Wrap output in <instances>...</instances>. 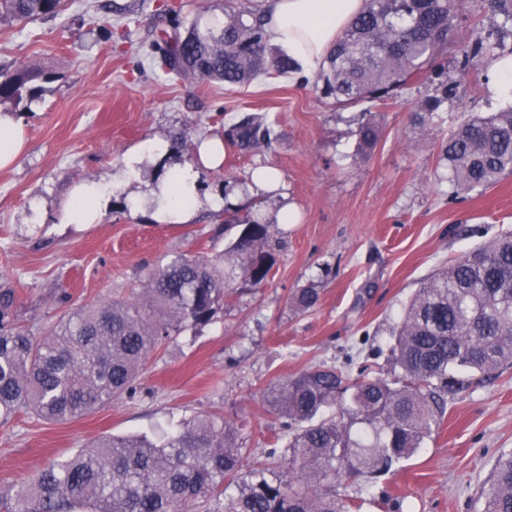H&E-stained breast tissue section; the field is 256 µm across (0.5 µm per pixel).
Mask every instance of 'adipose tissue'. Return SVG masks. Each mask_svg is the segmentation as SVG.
<instances>
[{
  "label": "adipose tissue",
  "mask_w": 512,
  "mask_h": 512,
  "mask_svg": "<svg viewBox=\"0 0 512 512\" xmlns=\"http://www.w3.org/2000/svg\"><path fill=\"white\" fill-rule=\"evenodd\" d=\"M362 7L363 0H273L265 28L273 43L285 50L300 68L309 70L320 66L337 37ZM26 148L23 120L14 112L0 108V170L14 167ZM168 152L165 143L144 144L128 155L124 168L113 175L111 184L75 185L64 208L65 223H96L99 205L112 190L120 189L145 158H162ZM137 203L152 210L162 223H189L198 208L195 169L187 167L174 172L138 197Z\"/></svg>",
  "instance_id": "1"
}]
</instances>
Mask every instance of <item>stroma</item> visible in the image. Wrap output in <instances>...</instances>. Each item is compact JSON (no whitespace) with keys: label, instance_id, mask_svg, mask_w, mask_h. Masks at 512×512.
Wrapping results in <instances>:
<instances>
[{"label":"stroma","instance_id":"1","mask_svg":"<svg viewBox=\"0 0 512 512\" xmlns=\"http://www.w3.org/2000/svg\"><path fill=\"white\" fill-rule=\"evenodd\" d=\"M160 2L61 0L54 15L33 22L0 20V73L31 65L51 74L19 110L27 154L0 170V289H14L20 325L39 336L65 311L141 289L147 265L180 254L222 257L229 205L211 198L244 185L261 165L279 172V192L232 206L238 217L270 224L275 265L263 287L236 280L213 323L151 353L133 396L65 423L21 412L0 425V488L100 438H162L205 414L235 425L244 467L266 462L283 445L281 420L262 402L267 385L323 364L393 378L392 330L415 289L484 236L512 228V174L455 198L439 158L451 130L502 109L490 92L489 59L462 74L454 55L443 58L440 80L456 93L440 120L418 126L413 115L434 83L410 82L372 110L323 96L316 71L234 88L170 79L139 45L185 33L202 13L223 14L226 0H169L168 12ZM461 17L459 38L489 31L512 54V27L492 30L487 0H464ZM248 113L270 118L277 140L268 149L226 143L221 168L199 171L195 221L163 224L134 208L133 197L168 171L196 165L201 140L223 136ZM371 117L382 132L363 156L356 130ZM155 139L169 154L145 161L99 223H65L72 185L110 182L132 148ZM286 203L298 217L281 224ZM311 284L317 305L296 310L293 295ZM444 401L439 427L415 455L338 493L361 501L360 512H481L497 459L512 452V367L475 377Z\"/></svg>","mask_w":512,"mask_h":512}]
</instances>
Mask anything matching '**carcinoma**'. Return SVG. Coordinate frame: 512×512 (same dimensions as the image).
I'll return each mask as SVG.
<instances>
[{
  "label": "carcinoma",
  "instance_id": "obj_1",
  "mask_svg": "<svg viewBox=\"0 0 512 512\" xmlns=\"http://www.w3.org/2000/svg\"><path fill=\"white\" fill-rule=\"evenodd\" d=\"M60 0H0V18L30 22L57 12ZM461 0H364L338 36L321 75L340 105L385 106L412 79L448 54ZM265 15L229 0L224 18L193 20L184 37L164 41L165 63L180 78L237 86L296 63L272 55ZM475 34L457 45L461 71L491 54ZM37 79L26 66L0 75V100L30 101ZM448 86L427 98L425 117L439 116ZM274 127L247 116L227 135L245 150L271 146ZM359 145L373 148L380 125L358 127ZM452 195L489 188L512 173V106L473 115L441 147ZM224 267L178 255L148 270L142 299L114 298L61 316L37 338L15 323V290L0 289V423L21 409L66 422L132 396L147 356L188 327L210 324L241 277L266 283L275 264L270 225L237 224ZM318 290L301 288L292 303L313 307ZM390 359L401 377L353 378L317 366L269 385L266 410L285 419L288 455L240 472L237 428L217 415L197 416L161 443L111 437L49 464L17 488L0 491V512H349L336 496L344 477L392 471L430 437L444 394L465 391L477 374L512 365V232H503L448 261L418 288L394 329ZM482 512H512V454L501 456Z\"/></svg>",
  "mask_w": 512,
  "mask_h": 512
}]
</instances>
